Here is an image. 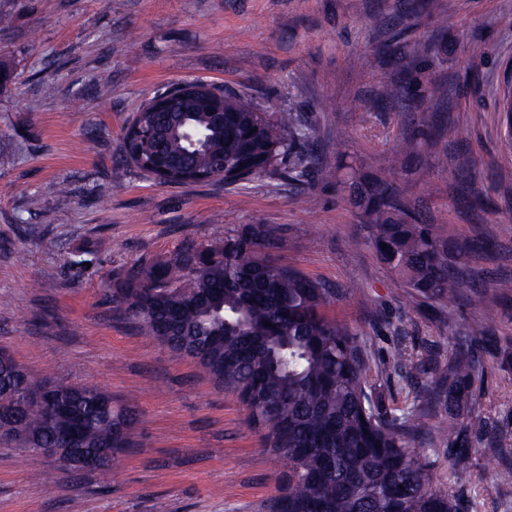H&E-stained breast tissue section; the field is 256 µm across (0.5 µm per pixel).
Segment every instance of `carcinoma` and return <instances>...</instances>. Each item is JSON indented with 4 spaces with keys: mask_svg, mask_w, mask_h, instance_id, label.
<instances>
[{
    "mask_svg": "<svg viewBox=\"0 0 512 512\" xmlns=\"http://www.w3.org/2000/svg\"><path fill=\"white\" fill-rule=\"evenodd\" d=\"M204 87L194 82L173 98L169 112H138L133 123L163 131L172 161L159 182L179 184L197 173L226 185L258 178L284 156L303 155L311 130L299 113L272 120L241 95H224V128L211 126ZM199 130L205 144L190 148L185 132ZM433 127L418 124L405 151L421 159ZM151 155L139 150L131 130L124 137V167L146 171ZM396 172L357 173L336 186L347 193L374 238L379 261L421 303L448 304L467 296L484 306L477 336H460L443 361L397 345L392 367L422 369L426 383L408 409L392 410L376 394L365 342L328 314L331 289L274 255L279 239L270 224H244L220 242L186 241L169 256L134 264L113 276L112 305L140 332L193 360L245 405L251 424L266 431L274 455L287 467L283 495L269 512H467L454 493L437 488L431 465L408 441L426 429L428 411L446 416L435 427L452 450V478L471 480L472 438L488 426L471 384L481 371L479 349L493 342L498 309L467 287L460 265L465 242L429 224L396 186ZM271 326H265V322ZM54 381L0 356V442L32 456L66 447L70 433L85 448L129 445L138 414L98 387L58 383L52 400L7 420L24 395Z\"/></svg>",
    "mask_w": 512,
    "mask_h": 512,
    "instance_id": "cac0c4a2",
    "label": "carcinoma"
}]
</instances>
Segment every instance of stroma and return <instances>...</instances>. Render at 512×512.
I'll use <instances>...</instances> for the list:
<instances>
[{
	"label": "stroma",
	"instance_id": "35a3bbf8",
	"mask_svg": "<svg viewBox=\"0 0 512 512\" xmlns=\"http://www.w3.org/2000/svg\"><path fill=\"white\" fill-rule=\"evenodd\" d=\"M0 0V349L36 373L133 401L131 446L107 475L0 446V512H266L283 468L236 394L191 360L141 336L112 308V276L210 243L241 224H271L278 258L336 292L331 316L368 344L386 406H410L387 372L397 329L447 349L475 330L466 299L417 305L378 260L370 229L298 157L242 184L170 186L136 169L114 181L126 129L155 91L188 80L248 95L269 116L299 112L312 149L342 173L401 160L419 118L446 126L397 188L430 223L471 249L469 285L512 280V0ZM416 42L431 47L411 62ZM419 95L381 100L388 83ZM68 186V199L58 195ZM488 221L492 246L476 239ZM107 240L109 249L99 247ZM81 264H74V256ZM500 343L473 390L494 433L512 436V297ZM463 500L512 512V445L472 455Z\"/></svg>",
	"mask_w": 512,
	"mask_h": 512
}]
</instances>
